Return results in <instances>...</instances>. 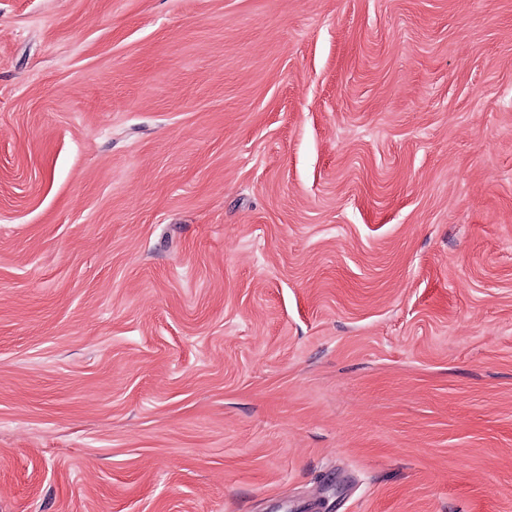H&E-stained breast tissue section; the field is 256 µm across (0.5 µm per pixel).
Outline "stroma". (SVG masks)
Segmentation results:
<instances>
[{"mask_svg": "<svg viewBox=\"0 0 512 512\" xmlns=\"http://www.w3.org/2000/svg\"><path fill=\"white\" fill-rule=\"evenodd\" d=\"M0 512H512V0H0Z\"/></svg>", "mask_w": 512, "mask_h": 512, "instance_id": "35a3bbf8", "label": "stroma"}]
</instances>
